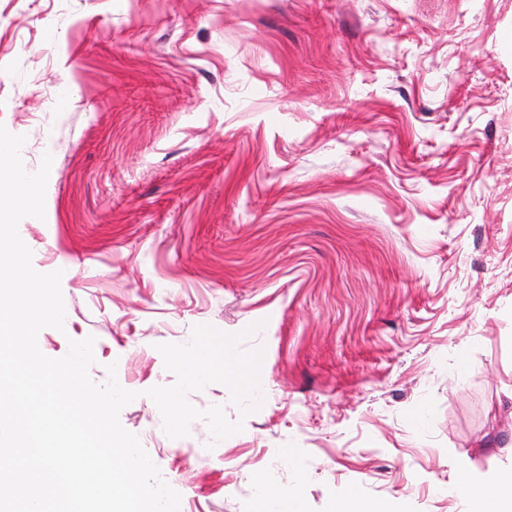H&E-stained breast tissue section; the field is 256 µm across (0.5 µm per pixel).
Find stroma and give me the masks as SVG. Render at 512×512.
Returning <instances> with one entry per match:
<instances>
[{"label": "stroma", "mask_w": 512, "mask_h": 512, "mask_svg": "<svg viewBox=\"0 0 512 512\" xmlns=\"http://www.w3.org/2000/svg\"><path fill=\"white\" fill-rule=\"evenodd\" d=\"M0 124L53 157L18 227L63 272L39 348L94 337L186 512H258V473L460 512L512 469V0H0ZM201 324L263 351L256 412L190 394L243 420L217 443L147 395Z\"/></svg>", "instance_id": "1"}]
</instances>
